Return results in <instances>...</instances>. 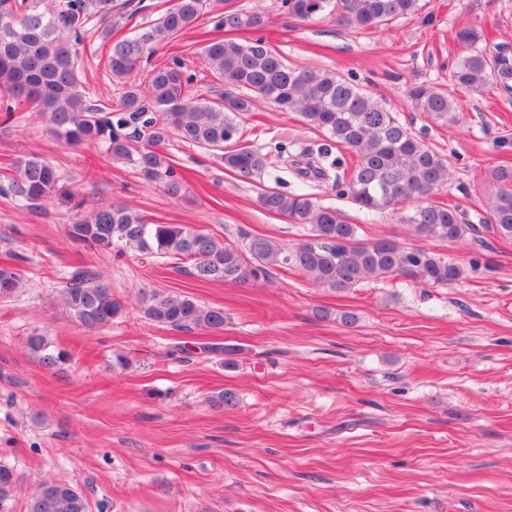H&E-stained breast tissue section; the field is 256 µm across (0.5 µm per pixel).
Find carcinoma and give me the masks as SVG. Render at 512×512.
I'll return each mask as SVG.
<instances>
[{
	"label": "carcinoma",
	"mask_w": 512,
	"mask_h": 512,
	"mask_svg": "<svg viewBox=\"0 0 512 512\" xmlns=\"http://www.w3.org/2000/svg\"><path fill=\"white\" fill-rule=\"evenodd\" d=\"M330 0H285L288 13L300 20L323 14ZM339 21L359 29H376L415 14L419 0H344ZM207 7V0H177L155 23L135 37L112 45L108 69L122 88L117 101L91 96L72 45L84 38L85 26L99 19L97 36L112 38L124 18L113 0H0V92L13 108L27 105L48 116L51 134L71 146L104 144L117 159L128 162L145 179L163 185L172 197L184 182L170 159L156 150L170 133L185 143L224 151V166L241 179L287 167L281 154L249 146L224 150L239 129V120L254 101H271L281 112H295L303 121L328 133L354 154L353 164L329 159L336 184L344 183L353 200L367 211L395 210L410 205L403 222L423 240L457 242L476 228L457 207L425 204L450 177L447 160L414 137L396 113L355 88L341 75L314 67H292L259 38L241 43L215 39L205 47L209 64L224 79L218 101L202 102L189 91L192 78L176 62L153 71L148 86L136 81L137 70L155 46L188 29ZM220 23L227 31L262 24L259 13L227 11ZM457 41L467 49L451 71L453 84L480 91L498 86L512 91V52H486L476 47L481 34L463 27ZM409 96L419 111L445 124L456 122L453 99L434 86L417 84ZM496 191L489 200L492 232L512 239V164L492 174ZM57 169L41 156H28L7 179L4 193L33 207L59 192ZM260 206L310 227V239L289 252L266 238L251 239L241 250L187 224H156L121 204H99L68 225L67 236L78 246L108 252L117 246L147 258L186 259L192 275L202 282L241 283L270 266H294L313 283L329 291L346 292L375 278L408 277L423 286L448 285L461 279L454 262L419 247L391 240L365 241L358 225L310 193L260 194ZM21 283L20 269L0 266V299L10 297ZM61 299L69 315L89 331L112 323L121 304L96 274L76 268L66 277ZM138 304L144 318L178 330H224V310L205 307L194 299L159 288H143ZM27 347L48 369H58L71 355L55 348L47 336H28ZM16 488L13 469L0 465V503ZM27 512H90L85 494L65 481L47 480L29 497Z\"/></svg>",
	"instance_id": "1"
}]
</instances>
